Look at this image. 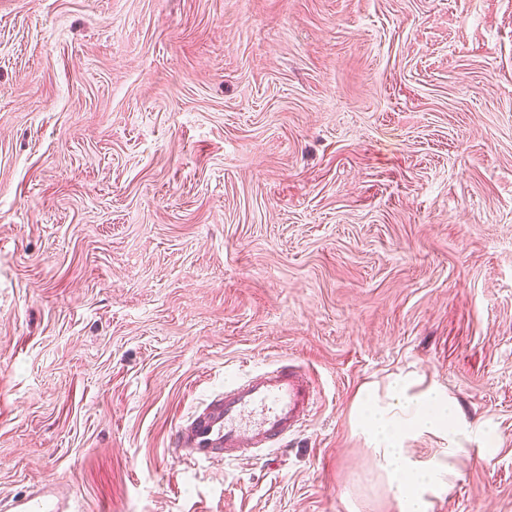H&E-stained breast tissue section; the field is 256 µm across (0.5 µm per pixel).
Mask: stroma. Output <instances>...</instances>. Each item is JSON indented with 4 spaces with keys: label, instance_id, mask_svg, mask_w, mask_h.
I'll return each instance as SVG.
<instances>
[{
    "label": "stroma",
    "instance_id": "35a3bbf8",
    "mask_svg": "<svg viewBox=\"0 0 512 512\" xmlns=\"http://www.w3.org/2000/svg\"><path fill=\"white\" fill-rule=\"evenodd\" d=\"M280 361L300 434L178 456ZM400 372L494 430L432 512H512V0H0V496L399 512L353 403Z\"/></svg>",
    "mask_w": 512,
    "mask_h": 512
}]
</instances>
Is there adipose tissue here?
I'll use <instances>...</instances> for the list:
<instances>
[{
	"label": "adipose tissue",
	"instance_id": "adipose-tissue-1",
	"mask_svg": "<svg viewBox=\"0 0 512 512\" xmlns=\"http://www.w3.org/2000/svg\"><path fill=\"white\" fill-rule=\"evenodd\" d=\"M355 413L382 483L401 512H430L429 492L455 475L474 436L490 434L487 425L466 423L455 398L438 384L425 385L409 376L393 377L380 391L363 389ZM424 434L447 437L442 456L425 461L411 453L408 441Z\"/></svg>",
	"mask_w": 512,
	"mask_h": 512
}]
</instances>
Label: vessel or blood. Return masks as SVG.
Listing matches in <instances>:
<instances>
[{"label": "vessel or blood", "instance_id": "b4317fda", "mask_svg": "<svg viewBox=\"0 0 512 512\" xmlns=\"http://www.w3.org/2000/svg\"><path fill=\"white\" fill-rule=\"evenodd\" d=\"M315 404L311 379L283 364L247 374L226 386L177 428L185 459L226 463L280 449L308 422ZM70 487L55 482L0 499V512H73Z\"/></svg>", "mask_w": 512, "mask_h": 512}]
</instances>
